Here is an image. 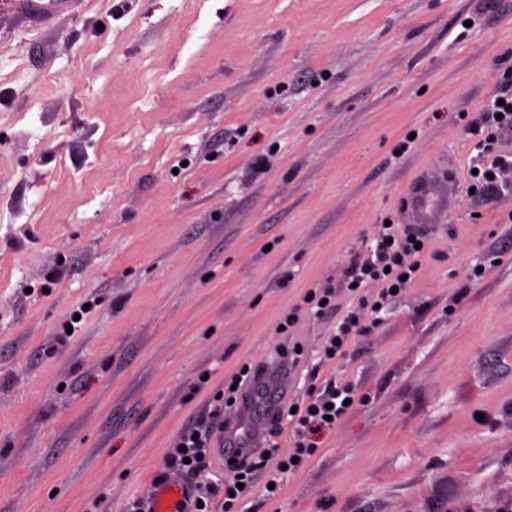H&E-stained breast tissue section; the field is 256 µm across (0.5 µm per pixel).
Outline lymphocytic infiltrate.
Segmentation results:
<instances>
[{
	"mask_svg": "<svg viewBox=\"0 0 512 512\" xmlns=\"http://www.w3.org/2000/svg\"><path fill=\"white\" fill-rule=\"evenodd\" d=\"M508 130H512V75L506 73L495 96L471 125V133L477 138L475 147L481 155L478 173L471 176L469 183L475 197H486L505 185L506 174L512 173V158L505 154L501 142L503 132ZM421 239V234L411 228L384 225L379 229L375 248L349 260L343 273L344 285L350 288L356 304L327 336L323 344L325 363L342 359L351 341L376 322L379 309L393 303L397 294L417 278L423 252L415 244ZM259 374L258 368L243 364L230 386L213 395L209 414L183 429L169 456L170 479L183 481L209 470L212 438L224 428L225 402L237 406L244 403L248 386ZM354 397L347 382H310L305 398L276 411L261 446L231 449L232 475L227 481L215 486L194 484L198 504L193 512H237L257 485L282 486L288 474L300 470L317 453L316 435L335 428L349 411L348 400ZM286 420L292 425L294 443L285 450L279 442L278 427Z\"/></svg>",
	"mask_w": 512,
	"mask_h": 512,
	"instance_id": "obj_1",
	"label": "lymphocytic infiltrate"
}]
</instances>
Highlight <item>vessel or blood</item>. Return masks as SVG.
Wrapping results in <instances>:
<instances>
[{"label":"vessel or blood","mask_w":512,"mask_h":512,"mask_svg":"<svg viewBox=\"0 0 512 512\" xmlns=\"http://www.w3.org/2000/svg\"><path fill=\"white\" fill-rule=\"evenodd\" d=\"M458 194L459 181L452 166L430 165L406 182L401 193V221L420 226L444 223L457 203ZM261 431V422L248 413L225 429L226 435L237 438L247 448L256 446ZM191 495L189 484L152 480L143 512H187Z\"/></svg>","instance_id":"b4317fda"}]
</instances>
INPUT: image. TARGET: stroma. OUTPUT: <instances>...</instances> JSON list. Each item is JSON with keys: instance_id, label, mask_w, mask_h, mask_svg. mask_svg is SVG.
<instances>
[{"instance_id": "stroma-1", "label": "stroma", "mask_w": 512, "mask_h": 512, "mask_svg": "<svg viewBox=\"0 0 512 512\" xmlns=\"http://www.w3.org/2000/svg\"><path fill=\"white\" fill-rule=\"evenodd\" d=\"M507 69L512 0H0V512H126L281 344L301 397L351 297L279 318L399 222L415 171L467 185ZM425 233L321 372L350 413L243 512H512V193Z\"/></svg>"}]
</instances>
